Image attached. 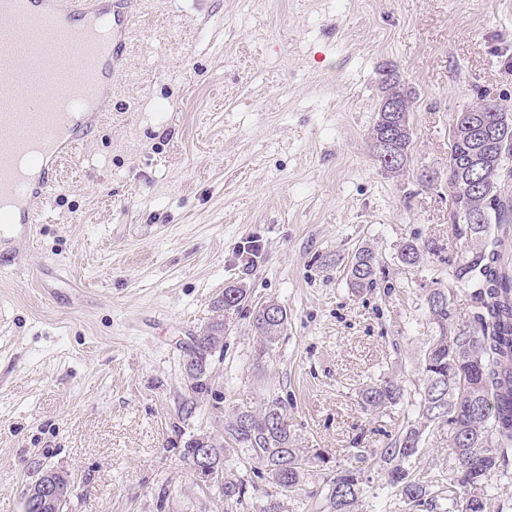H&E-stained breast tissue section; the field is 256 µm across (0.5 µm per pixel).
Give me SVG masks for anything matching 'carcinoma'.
I'll list each match as a JSON object with an SVG mask.
<instances>
[{"label": "carcinoma", "mask_w": 512, "mask_h": 512, "mask_svg": "<svg viewBox=\"0 0 512 512\" xmlns=\"http://www.w3.org/2000/svg\"><path fill=\"white\" fill-rule=\"evenodd\" d=\"M470 111L476 120L475 131L454 127L450 132L448 191L452 223L466 226L465 237L470 242L453 277L456 284L471 291L478 313L474 323L454 327L451 292L446 288L429 292L427 310L439 334L426 346L421 368L427 383L416 399L422 418L451 417L448 451L459 464L448 486L449 512H487L488 483L512 448V259L504 251L512 230V200L500 190V181L512 178V110L500 101L482 99ZM472 158L487 167L491 181L479 182L467 165ZM429 250L410 240L402 246L400 259L415 265ZM374 261L369 248L355 254L349 270L353 286L373 285ZM244 298L243 288L234 284L224 288V315L195 338L192 355L196 360L188 361V369L196 373L192 389L206 388L202 358L223 337L227 315L237 312ZM278 310L280 319L274 322L254 312V327L264 349L277 340L288 322L287 311L281 306ZM450 331L461 337L459 346H448ZM403 397L404 388L392 380L373 382L361 391L363 408L368 411L395 406ZM420 441V430L408 428L394 446L382 450L383 461L389 465L391 486L414 505L434 510L437 504L426 485L411 479L404 468ZM491 441L498 444V452L487 450ZM197 448L212 449L214 470L221 476L219 493L228 505L241 503L246 493L244 480L224 471V456L231 450L248 453L266 468L277 487L294 497L301 494L305 467L326 462L321 452L309 457L295 447L287 410L276 399L258 410L237 409L224 420L217 437L185 442L184 458H190ZM361 494L357 473L348 469L328 481L325 499L332 512H355Z\"/></svg>", "instance_id": "cac0c4a2"}]
</instances>
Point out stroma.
Returning <instances> with one entry per match:
<instances>
[{
  "instance_id": "35a3bbf8",
  "label": "stroma",
  "mask_w": 512,
  "mask_h": 512,
  "mask_svg": "<svg viewBox=\"0 0 512 512\" xmlns=\"http://www.w3.org/2000/svg\"><path fill=\"white\" fill-rule=\"evenodd\" d=\"M130 38L113 112L0 273V512H23L46 469L74 478L71 512H261L277 491L264 467L227 454L248 490L229 507L183 446L273 399L299 447L329 458L284 512H324L327 476L351 466L356 512H426L390 486L380 453L420 424L430 290L453 289L456 324L475 314L453 288L466 241L450 220L449 135L481 98L512 105V0H141ZM387 65L417 92L400 174L369 141ZM409 240L432 247L411 266ZM365 246L374 284L355 288ZM233 283L246 298L198 394L193 338ZM271 300L288 323L265 349L253 311ZM381 379L403 400L363 411ZM422 426L407 468L446 512L448 427ZM375 254L370 248L359 250L352 261L349 278L353 286L357 288L373 285Z\"/></svg>"
}]
</instances>
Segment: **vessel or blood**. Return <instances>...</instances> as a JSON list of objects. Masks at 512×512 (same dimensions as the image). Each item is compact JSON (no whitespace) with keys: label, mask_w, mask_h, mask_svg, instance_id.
Segmentation results:
<instances>
[{"label":"vessel or blood","mask_w":512,"mask_h":512,"mask_svg":"<svg viewBox=\"0 0 512 512\" xmlns=\"http://www.w3.org/2000/svg\"><path fill=\"white\" fill-rule=\"evenodd\" d=\"M132 0H0V270L30 241L61 162L112 110V81L127 56ZM61 27L91 50V88L68 79L50 47L21 37L28 27ZM47 97L82 98L68 112H45Z\"/></svg>","instance_id":"obj_1"}]
</instances>
